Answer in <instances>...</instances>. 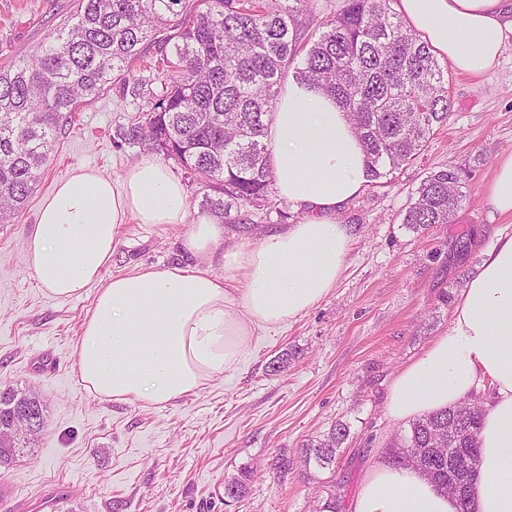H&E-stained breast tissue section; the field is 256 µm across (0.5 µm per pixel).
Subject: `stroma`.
<instances>
[{
    "label": "stroma",
    "mask_w": 512,
    "mask_h": 512,
    "mask_svg": "<svg viewBox=\"0 0 512 512\" xmlns=\"http://www.w3.org/2000/svg\"><path fill=\"white\" fill-rule=\"evenodd\" d=\"M76 10V0H0V68L39 50ZM448 98V123L423 155L348 205L353 240L330 295L282 327L255 330L236 370L164 405L90 394L75 371L76 347L97 285L58 299L26 268L25 240L55 184L78 166L116 180L141 158L112 141L136 111L119 83L82 102L26 209L0 224V389L34 392L45 410L41 434L0 475V512L19 499L45 512H322L339 483L343 512H352L370 469L405 428L386 408L394 376L447 328L498 231L512 233L484 205L498 156L512 152V37L480 79L449 72ZM446 165L466 176L461 207L451 223L408 230L411 189ZM186 230L126 224L110 274L187 264ZM464 234L474 240L466 252ZM282 357L285 369L271 372ZM49 359L55 370H46ZM337 424L347 434L335 463L306 461L303 445ZM244 469L247 495L227 497L225 481Z\"/></svg>",
    "instance_id": "1"
}]
</instances>
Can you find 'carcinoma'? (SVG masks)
I'll return each instance as SVG.
<instances>
[{
    "label": "carcinoma",
    "instance_id": "carcinoma-1",
    "mask_svg": "<svg viewBox=\"0 0 512 512\" xmlns=\"http://www.w3.org/2000/svg\"><path fill=\"white\" fill-rule=\"evenodd\" d=\"M396 0H344L336 15L314 20V0H78L76 21L22 63L0 69V223L17 217L78 103L120 83L137 103L118 127L117 145L137 147L181 165L220 193L205 205L246 232L232 208H263L274 185L268 126L289 69L325 90L348 113L365 151L371 184L412 164L437 127L448 123V69L408 27ZM170 68L164 82L135 74L146 44ZM461 169L428 172L411 194L402 223L416 233L452 222L464 198ZM33 395L0 391V414ZM0 458L11 463L43 430ZM479 396L414 420L389 449L394 466H413L440 489L463 485L459 512H471L479 445ZM456 430L448 440V430ZM346 434L335 427L308 445L320 466L333 463Z\"/></svg>",
    "mask_w": 512,
    "mask_h": 512
}]
</instances>
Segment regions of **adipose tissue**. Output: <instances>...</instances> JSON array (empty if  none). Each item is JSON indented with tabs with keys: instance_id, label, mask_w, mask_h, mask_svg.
Instances as JSON below:
<instances>
[{
	"instance_id": "obj_1",
	"label": "adipose tissue",
	"mask_w": 512,
	"mask_h": 512,
	"mask_svg": "<svg viewBox=\"0 0 512 512\" xmlns=\"http://www.w3.org/2000/svg\"><path fill=\"white\" fill-rule=\"evenodd\" d=\"M407 22L460 74L481 76L512 36V0H400ZM278 194L303 212L257 246L225 242L224 226L190 215L174 170L145 157L113 182L80 167L39 209L26 264L60 298L99 290L87 310L76 369L89 392L115 402L167 403L238 366L255 329L283 326L335 288L352 236L343 209L368 182L363 146L323 90L287 78L269 127ZM512 220V153L498 157L484 192ZM148 231L188 224L187 265L142 266L106 277L129 221ZM220 262L223 274L212 270ZM485 398L474 512H512V234L498 235L463 289L447 330L390 386L398 421ZM456 500L411 467L377 463L353 512H457Z\"/></svg>"
}]
</instances>
